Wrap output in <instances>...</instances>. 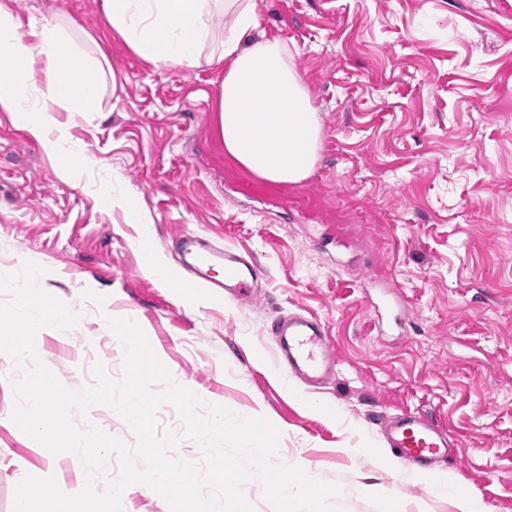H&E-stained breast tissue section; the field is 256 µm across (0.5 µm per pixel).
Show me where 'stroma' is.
Wrapping results in <instances>:
<instances>
[{
    "instance_id": "obj_1",
    "label": "stroma",
    "mask_w": 512,
    "mask_h": 512,
    "mask_svg": "<svg viewBox=\"0 0 512 512\" xmlns=\"http://www.w3.org/2000/svg\"><path fill=\"white\" fill-rule=\"evenodd\" d=\"M0 2L25 31L66 18L106 59L92 110L52 115L90 159L71 179L0 112V274L38 265L46 293L80 317L36 334V361L73 392L95 385L97 363L121 380L109 322L130 316L205 405L277 427L273 463L338 486L342 512H379L376 486L397 490L398 512H457L391 467L382 425L403 411L455 439L457 459L439 472L490 512H512V86L497 84L512 66V11L500 0H255L322 123L313 174L255 194L214 133L216 67L150 66L113 36L101 0ZM112 192L134 198L137 217L112 207ZM145 225L148 250L136 244ZM184 233L250 254L263 296L219 302L147 275L155 258L180 274L171 239ZM370 276L400 296L380 320L361 286ZM289 311L329 328L337 366L322 388L281 383L274 368L268 323ZM33 363L0 353V512L32 470L69 483L82 467L10 420L13 384ZM156 418L177 438L171 457L203 461L172 404ZM71 420L137 442L107 406Z\"/></svg>"
}]
</instances>
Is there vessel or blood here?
Instances as JSON below:
<instances>
[{"instance_id":"obj_1","label":"vessel or blood","mask_w":512,"mask_h":512,"mask_svg":"<svg viewBox=\"0 0 512 512\" xmlns=\"http://www.w3.org/2000/svg\"><path fill=\"white\" fill-rule=\"evenodd\" d=\"M175 243L189 258L187 274L178 280V287L203 285L223 289L228 296L257 299L264 272L242 252L232 248L217 250L206 240L190 235L176 236ZM272 333L279 338L277 359L287 373L317 384L334 372L336 350L321 320L304 314L279 317L272 325ZM384 430L390 448L415 468L431 469L455 456V445L446 431L424 415L399 413L385 421Z\"/></svg>"}]
</instances>
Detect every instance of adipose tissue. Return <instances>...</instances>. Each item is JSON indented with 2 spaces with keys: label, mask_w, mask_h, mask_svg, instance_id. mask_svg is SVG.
Here are the masks:
<instances>
[{
  "label": "adipose tissue",
  "mask_w": 512,
  "mask_h": 512,
  "mask_svg": "<svg viewBox=\"0 0 512 512\" xmlns=\"http://www.w3.org/2000/svg\"><path fill=\"white\" fill-rule=\"evenodd\" d=\"M113 34L156 68L223 65L214 110L224 152L266 181L298 183L319 159L322 125L287 43L259 28L255 0H102ZM224 18L223 32L215 21ZM101 63L52 20L21 32L0 5V111L12 112L53 157L49 104L83 112L102 90Z\"/></svg>",
  "instance_id": "adipose-tissue-1"
}]
</instances>
